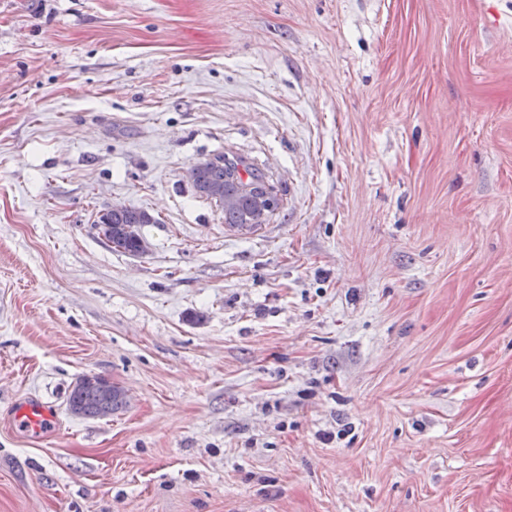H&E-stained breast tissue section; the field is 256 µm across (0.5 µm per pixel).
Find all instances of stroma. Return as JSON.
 Instances as JSON below:
<instances>
[{"mask_svg": "<svg viewBox=\"0 0 512 512\" xmlns=\"http://www.w3.org/2000/svg\"><path fill=\"white\" fill-rule=\"evenodd\" d=\"M0 512H512V0H0ZM243 173L248 175L246 181L242 178ZM188 175L194 189L207 198L215 199L211 191L213 187L224 188V222L229 227L262 224L267 220V214L278 207L277 203L272 211L257 212L252 186L269 185L270 182L265 173L241 156L228 153L215 155L208 161L192 166ZM148 215L144 211L123 207L101 214L96 224L100 225V232L113 250L139 257L147 249L141 227L154 221ZM101 376H81L72 386L67 404L71 413L82 417L104 418L112 416L126 405L123 389L113 384L104 389Z\"/></svg>", "mask_w": 512, "mask_h": 512, "instance_id": "obj_1", "label": "stroma"}]
</instances>
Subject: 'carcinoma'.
<instances>
[{
  "mask_svg": "<svg viewBox=\"0 0 512 512\" xmlns=\"http://www.w3.org/2000/svg\"><path fill=\"white\" fill-rule=\"evenodd\" d=\"M248 179H243L242 174ZM194 189L212 197V188H224V223L230 227L254 226L266 221L267 213L257 211L251 186L265 184L269 179L241 156L218 154L192 166L188 171ZM144 211L122 208L101 214L97 224L100 232L115 251L139 257L147 246L141 233L144 224H152ZM71 413L82 417L104 418L126 405V395L119 386L105 389L99 376H81L72 386L68 398Z\"/></svg>",
  "mask_w": 512,
  "mask_h": 512,
  "instance_id": "carcinoma-1",
  "label": "carcinoma"
}]
</instances>
